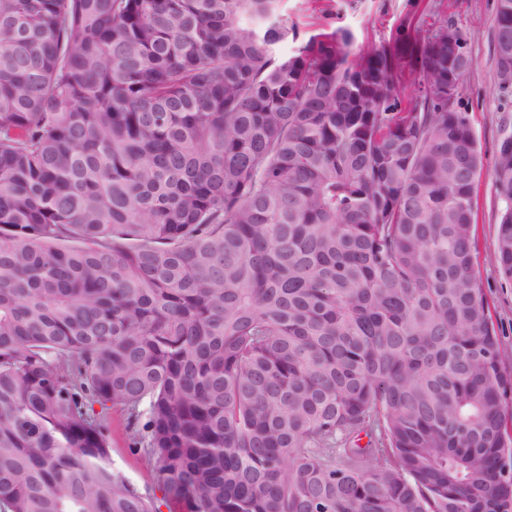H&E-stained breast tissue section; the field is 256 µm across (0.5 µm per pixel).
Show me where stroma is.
Returning <instances> with one entry per match:
<instances>
[{
  "label": "stroma",
  "mask_w": 512,
  "mask_h": 512,
  "mask_svg": "<svg viewBox=\"0 0 512 512\" xmlns=\"http://www.w3.org/2000/svg\"><path fill=\"white\" fill-rule=\"evenodd\" d=\"M283 9L300 29L346 26L358 39L373 42L388 39L408 14L427 27L448 20L462 28L474 64L460 88L459 103L483 155L474 190L475 268L501 347L512 355V278L505 277L494 260L499 204L492 167L499 139L512 134V95L498 88L493 56L496 0H284ZM107 422L114 469L138 488L154 487V462L132 448L125 410L112 407Z\"/></svg>",
  "instance_id": "35a3bbf8"
}]
</instances>
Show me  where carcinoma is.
I'll return each instance as SVG.
<instances>
[{
  "label": "carcinoma",
  "instance_id": "cac0c4a2",
  "mask_svg": "<svg viewBox=\"0 0 512 512\" xmlns=\"http://www.w3.org/2000/svg\"><path fill=\"white\" fill-rule=\"evenodd\" d=\"M282 2L0 0V512H512L473 58ZM109 440L112 448V465L134 486L143 490L155 486L154 462L143 452L131 447L126 427V412L121 406H114L107 415Z\"/></svg>",
  "mask_w": 512,
  "mask_h": 512
}]
</instances>
